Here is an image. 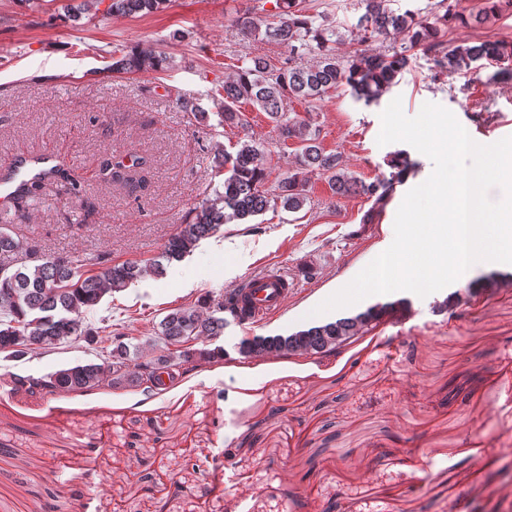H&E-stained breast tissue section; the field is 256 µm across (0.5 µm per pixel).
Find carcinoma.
Masks as SVG:
<instances>
[{"instance_id":"cac0c4a2","label":"carcinoma","mask_w":512,"mask_h":512,"mask_svg":"<svg viewBox=\"0 0 512 512\" xmlns=\"http://www.w3.org/2000/svg\"><path fill=\"white\" fill-rule=\"evenodd\" d=\"M391 2L393 0H362L365 11L358 17L355 28L362 32L365 40L393 31L403 35L409 47L388 54L356 53L347 59L338 53L341 39L336 27L307 13L301 0H273L272 21L262 30L249 14L239 17L237 22L243 36L260 35L280 43L288 49V56L278 64L265 57H251L247 65L226 78L220 122L241 128L247 126L246 115L241 111L243 104L266 113L283 138L299 140V167L288 172L274 189L268 190L265 185L269 173L259 147L244 141L237 143L233 153L222 148L215 150L211 170L214 176L224 177L223 190L214 191L213 196L190 209L188 222L169 236L161 256L148 266L136 261L114 264L109 256L101 254L94 258L97 273L91 274L85 270L87 263L83 259L68 255L40 256L35 250L31 251L36 261L34 265L15 267L1 263L0 354L7 359H18L36 346L52 347L73 340L89 345L95 343V336L81 319L84 312L98 306L105 296L137 282L148 271L156 275L162 273L163 262L182 260L201 239L224 224L248 222L272 205H279L288 212L300 211L308 200L307 176L315 171L328 179L335 194L358 188L373 200V206L386 204L396 185L415 167L408 153L398 151L392 155L389 167L393 172L389 175L379 176L368 184L359 181L340 167L336 155L324 152L318 142L319 130L312 128L310 121L297 115L286 116L288 102H310L344 86L350 88L353 97L369 104L396 83L408 65L409 48L417 47L432 57L434 67L441 72L469 70L471 64L483 59L500 61L512 56V49L497 42L446 45L440 40L442 28L457 19L450 8L436 17L434 23L423 24L415 20L413 11L400 13L391 8ZM165 3L167 0H112L110 8L115 13L136 15L157 11ZM313 51L318 53L315 64H297ZM165 63V58L150 50H134L113 61L112 72L158 70ZM146 166L147 159L143 156L134 157L130 166L121 159L107 160L101 165L102 181L122 180L133 187L135 179L122 176L116 168L142 170ZM48 185H56L74 196L84 190L82 177L64 157L56 156L39 174L19 183L10 208L16 213L26 210ZM21 248L19 239L0 230V256H8ZM408 306L409 301L401 298L288 335L247 337L238 343L237 352L244 358L334 354L337 347L356 341L383 316ZM231 313H237L233 296L205 295L193 305L172 310L158 323L159 335L165 347L174 348L172 353L135 361L129 345L116 336L103 362L68 366L42 377L15 376L14 390L83 393L93 389L107 375L114 385L145 384L152 391L163 385V378L173 377L175 366L186 374L224 358V349H208L203 343L224 333V326L229 323L227 315Z\"/></svg>"}]
</instances>
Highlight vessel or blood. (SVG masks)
Instances as JSON below:
<instances>
[{"label": "vessel or blood", "instance_id": "1", "mask_svg": "<svg viewBox=\"0 0 512 512\" xmlns=\"http://www.w3.org/2000/svg\"><path fill=\"white\" fill-rule=\"evenodd\" d=\"M291 291L287 275L280 271L267 270L249 276L235 293L239 323H253L279 311Z\"/></svg>", "mask_w": 512, "mask_h": 512}]
</instances>
